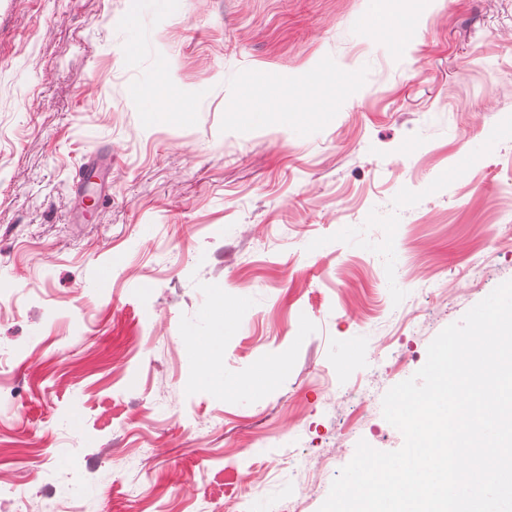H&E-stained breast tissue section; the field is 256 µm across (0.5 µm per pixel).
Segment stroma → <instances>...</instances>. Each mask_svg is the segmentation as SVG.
Instances as JSON below:
<instances>
[{"label":"stroma","instance_id":"stroma-1","mask_svg":"<svg viewBox=\"0 0 512 512\" xmlns=\"http://www.w3.org/2000/svg\"><path fill=\"white\" fill-rule=\"evenodd\" d=\"M510 172L512 0H0L5 512H318L512 280ZM206 353L244 396L195 380Z\"/></svg>","mask_w":512,"mask_h":512}]
</instances>
